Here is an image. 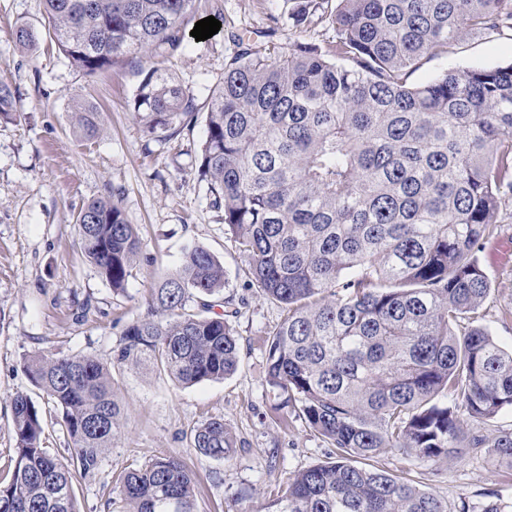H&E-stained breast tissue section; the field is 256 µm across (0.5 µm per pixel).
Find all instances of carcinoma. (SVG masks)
I'll use <instances>...</instances> for the list:
<instances>
[{"label": "carcinoma", "mask_w": 512, "mask_h": 512, "mask_svg": "<svg viewBox=\"0 0 512 512\" xmlns=\"http://www.w3.org/2000/svg\"><path fill=\"white\" fill-rule=\"evenodd\" d=\"M71 64L92 75L137 68L133 112L150 135L177 136L194 98L143 55L177 50L193 0H44ZM325 22L332 52L297 42L275 57L248 33L204 112L199 171L247 277L286 315L265 339L266 378L285 404L336 449L277 485L272 512H448V504L378 467L385 450L425 461L459 450L512 465V347L475 314L490 291L479 254L500 233L512 198V63L445 71L409 83L421 61L475 29L512 30V0H296L272 17ZM83 137L96 108L73 106ZM81 246L115 292L125 290L140 241L109 199L78 213ZM224 267L201 245L150 289L148 314L128 325L111 362L35 351L24 368L62 412L73 448L41 446L38 411L12 398L16 457L0 481V512H80L74 486L99 470L122 424L112 367L151 364L181 385L221 381L239 364L224 315L188 308L224 289ZM236 438L222 418L193 433L207 457ZM126 512H196L197 481L176 455L120 472Z\"/></svg>", "instance_id": "cac0c4a2"}]
</instances>
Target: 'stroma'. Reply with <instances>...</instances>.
Here are the masks:
<instances>
[{
	"label": "stroma",
	"mask_w": 512,
	"mask_h": 512,
	"mask_svg": "<svg viewBox=\"0 0 512 512\" xmlns=\"http://www.w3.org/2000/svg\"><path fill=\"white\" fill-rule=\"evenodd\" d=\"M283 11V0H194L180 48L150 53L141 65L166 69L205 107L233 49L228 31L252 30L253 49L268 57L295 40L330 46L334 31L325 23L300 30L284 25L266 36L271 16ZM209 16L220 18V31L195 40L196 22ZM22 26L35 36L25 49L13 44ZM510 62L511 30L475 31L445 53L424 58L410 81ZM138 80L137 70L122 63L93 75L72 66L51 40L43 0H0V81L14 92L13 115L0 120V479L14 466L15 395H27L37 409L42 448L61 457L72 446L60 409L32 384L24 358L45 350L111 360L126 327L146 314L150 289L176 269L186 246L200 243L224 266L226 285L213 297L212 311L231 315L238 369L224 380L192 386L176 385L152 368L114 370L122 427L97 474L76 484V497L81 512H121L116 473L174 453L196 475L197 512H268L271 488L326 461L330 450L303 420L279 410L282 397L266 382L263 339L285 310L258 294L237 243L224 232L223 212L199 172L203 120L171 139L147 134L131 109ZM78 102L100 113L96 139L83 140L75 131L72 107ZM99 198L118 203L140 240L121 293L81 249L77 215ZM497 222L501 231L481 256L491 291L476 321L508 347L512 321L501 313L512 309V205ZM214 417L236 437L230 459H212L191 446V430ZM375 463L437 495L450 512H512V481L501 483L490 459L465 455L423 463L387 451Z\"/></svg>",
	"instance_id": "obj_1"
}]
</instances>
